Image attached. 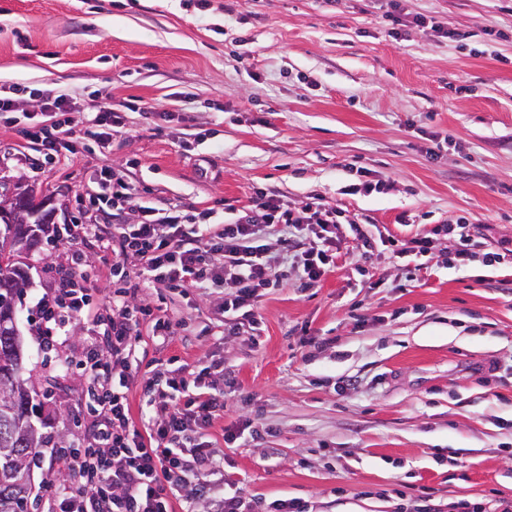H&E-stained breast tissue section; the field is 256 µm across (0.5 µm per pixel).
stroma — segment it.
I'll list each match as a JSON object with an SVG mask.
<instances>
[{
    "mask_svg": "<svg viewBox=\"0 0 512 512\" xmlns=\"http://www.w3.org/2000/svg\"><path fill=\"white\" fill-rule=\"evenodd\" d=\"M402 7L432 26L391 33L381 0H0V97L16 118L36 111L32 88L68 95L78 139L100 94L150 106L50 170L0 124V170L50 196L57 223L114 170L146 204L207 212L217 228L257 188L293 207L322 197L402 244L472 224L479 257L449 262L436 235L410 280L414 256L365 255L340 224L335 269L307 291L293 271L263 289L255 336L225 335L223 289L139 290L175 333L141 325L133 417L152 371H204L224 394L208 432L224 476L268 503L413 512L425 488L439 512L512 500V0ZM71 249L33 248L16 312L40 430L58 440L86 409V377L62 362L96 328L75 321L46 346L31 318L45 265ZM242 421L250 433L225 444Z\"/></svg>",
    "mask_w": 512,
    "mask_h": 512,
    "instance_id": "1",
    "label": "stroma"
}]
</instances>
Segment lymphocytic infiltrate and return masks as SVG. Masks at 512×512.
<instances>
[{
	"label": "lymphocytic infiltrate",
	"instance_id": "f902f5d3",
	"mask_svg": "<svg viewBox=\"0 0 512 512\" xmlns=\"http://www.w3.org/2000/svg\"><path fill=\"white\" fill-rule=\"evenodd\" d=\"M39 98L40 118L27 122L21 134L40 146L44 165L52 168L63 152L76 150L64 120L71 105L64 96L44 91ZM136 107L133 100L116 104L104 97L100 110L90 115L86 136L102 142L109 131L123 127L125 111ZM76 202L72 223L56 228V240L98 239L96 225L86 221L90 211L106 205L129 209L137 221L117 227L113 254L134 259L139 278L152 286L223 287L228 336L258 328V290L271 284L276 266L263 236L280 233L279 244L301 289L316 287L336 265L341 213L318 197L291 207L255 190L243 215L219 231L188 210L143 204L113 171L102 172L97 191L79 194ZM48 271L50 291L36 303L39 342L56 343L82 317L92 319L98 330L70 362L89 381L88 400L79 436L52 448L65 472L50 490L48 512H173L176 499L182 500L183 512H195L202 500L212 512H266L262 500L244 489L222 496L214 485L197 481L224 471L223 459L205 439L206 430L224 414V395L206 390L202 373L153 374L143 386L148 413L137 419L131 415L128 371L139 327L150 323L154 335L165 337L172 333L171 321L150 304L135 302L132 287H115L109 304L99 307L100 270L84 251L72 253L68 265H49Z\"/></svg>",
	"mask_w": 512,
	"mask_h": 512
}]
</instances>
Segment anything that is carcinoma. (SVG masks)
<instances>
[{
    "instance_id": "obj_1",
    "label": "carcinoma",
    "mask_w": 512,
    "mask_h": 512,
    "mask_svg": "<svg viewBox=\"0 0 512 512\" xmlns=\"http://www.w3.org/2000/svg\"><path fill=\"white\" fill-rule=\"evenodd\" d=\"M16 231V225L0 223V306L5 307L16 304L28 279L29 265L7 250L8 237ZM23 360V346L0 332V388L24 383L20 375ZM33 400L28 386L13 401L0 399V512H38L52 486V480L45 477L34 493L19 479L33 473L39 448L51 440L34 427L37 405Z\"/></svg>"
}]
</instances>
